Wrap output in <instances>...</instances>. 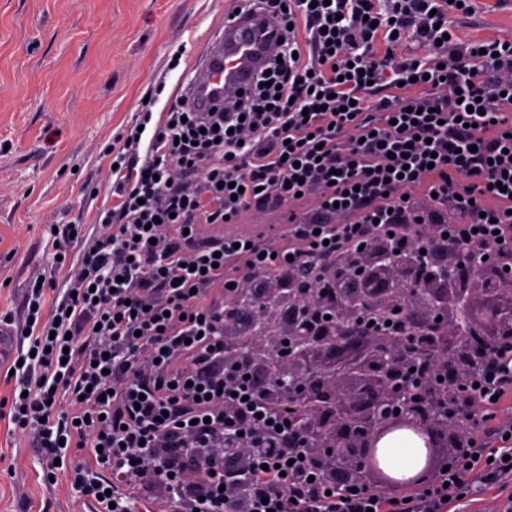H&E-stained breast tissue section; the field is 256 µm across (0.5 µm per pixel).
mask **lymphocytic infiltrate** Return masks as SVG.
I'll return each mask as SVG.
<instances>
[{
  "label": "lymphocytic infiltrate",
  "instance_id": "1",
  "mask_svg": "<svg viewBox=\"0 0 512 512\" xmlns=\"http://www.w3.org/2000/svg\"><path fill=\"white\" fill-rule=\"evenodd\" d=\"M272 14L278 43L246 99L223 112L144 103L112 142V203L92 232L59 225L30 286L23 364L7 418L41 450L44 475L71 450L70 484L96 512H133L134 489L174 512H448L477 486L512 512V335L439 375L406 309L366 311L369 334L408 340L410 386L435 385L465 431L448 467L407 495L337 484L299 431L305 413L269 401L224 330L277 274L327 327L351 281L344 258L379 240L435 273L466 262L512 283V42L458 41L474 0H232ZM418 51H410V43ZM278 241L224 231L269 203ZM248 451L243 466L224 460Z\"/></svg>",
  "mask_w": 512,
  "mask_h": 512
}]
</instances>
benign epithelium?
<instances>
[{
    "instance_id": "7a95c632",
    "label": "benign epithelium",
    "mask_w": 512,
    "mask_h": 512,
    "mask_svg": "<svg viewBox=\"0 0 512 512\" xmlns=\"http://www.w3.org/2000/svg\"><path fill=\"white\" fill-rule=\"evenodd\" d=\"M367 274L356 288L342 291L336 324L320 336L302 333L296 324L279 323L278 304L288 299L302 302L297 288H283L273 281L255 296L258 325H273L254 336L255 343L244 349L224 343L232 355L247 361L254 369L263 395L295 398L308 411L302 427L316 451L315 460L336 476V482L363 484L398 490L411 484L389 476L378 460L377 444L388 433L409 428L425 440V469L434 464L441 447L460 445L461 434L429 404L420 405L411 389L395 382L394 369L409 352L408 344L392 336H369L357 319L367 308L384 309L401 302L413 312L423 307L430 316L422 322L442 317L434 337V360L448 371L471 340L463 335L457 318L462 306H471L475 296L488 291L487 272L471 275L460 288L439 274L421 288H408L409 278L403 259L395 258L383 242H377L361 258ZM498 328L482 336V347L491 349L500 335L512 331V302L509 311H496ZM292 345L279 348V333Z\"/></svg>"
}]
</instances>
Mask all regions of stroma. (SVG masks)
Returning a JSON list of instances; mask_svg holds the SVG:
<instances>
[{"label":"stroma","mask_w":512,"mask_h":512,"mask_svg":"<svg viewBox=\"0 0 512 512\" xmlns=\"http://www.w3.org/2000/svg\"><path fill=\"white\" fill-rule=\"evenodd\" d=\"M225 0H0V314L23 321L50 266V227L91 224L112 198L108 153L144 96L153 113L224 24ZM466 42L512 41V0L455 19ZM0 512H94L43 479L31 440L0 419Z\"/></svg>","instance_id":"obj_1"}]
</instances>
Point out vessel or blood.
Segmentation results:
<instances>
[{
    "label": "vessel or blood",
    "instance_id": "vessel-or-blood-1",
    "mask_svg": "<svg viewBox=\"0 0 512 512\" xmlns=\"http://www.w3.org/2000/svg\"><path fill=\"white\" fill-rule=\"evenodd\" d=\"M275 23L264 13L240 12L205 44L190 72L186 101L196 112H219L239 103L265 65Z\"/></svg>",
    "mask_w": 512,
    "mask_h": 512
}]
</instances>
